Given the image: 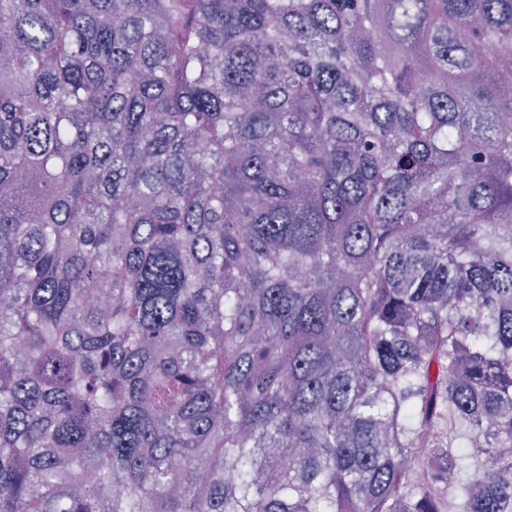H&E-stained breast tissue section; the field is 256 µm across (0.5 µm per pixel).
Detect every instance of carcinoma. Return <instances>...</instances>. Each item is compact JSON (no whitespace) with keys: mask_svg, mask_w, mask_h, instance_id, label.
Instances as JSON below:
<instances>
[{"mask_svg":"<svg viewBox=\"0 0 512 512\" xmlns=\"http://www.w3.org/2000/svg\"><path fill=\"white\" fill-rule=\"evenodd\" d=\"M505 113L512 0H0V512H512Z\"/></svg>","mask_w":512,"mask_h":512,"instance_id":"obj_1","label":"carcinoma"}]
</instances>
